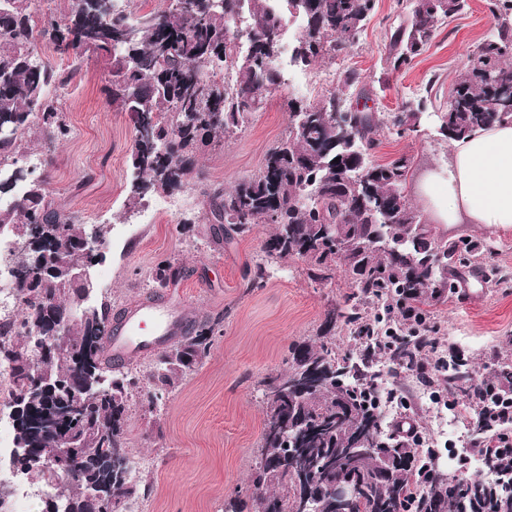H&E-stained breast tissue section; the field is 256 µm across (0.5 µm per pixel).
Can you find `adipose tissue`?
<instances>
[{"mask_svg":"<svg viewBox=\"0 0 512 512\" xmlns=\"http://www.w3.org/2000/svg\"><path fill=\"white\" fill-rule=\"evenodd\" d=\"M431 224L512 228V118L453 142L437 172L419 185Z\"/></svg>","mask_w":512,"mask_h":512,"instance_id":"1","label":"adipose tissue"}]
</instances>
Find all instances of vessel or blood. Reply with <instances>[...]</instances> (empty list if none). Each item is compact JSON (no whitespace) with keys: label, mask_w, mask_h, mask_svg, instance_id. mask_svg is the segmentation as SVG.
Returning a JSON list of instances; mask_svg holds the SVG:
<instances>
[{"label":"vessel or blood","mask_w":512,"mask_h":512,"mask_svg":"<svg viewBox=\"0 0 512 512\" xmlns=\"http://www.w3.org/2000/svg\"><path fill=\"white\" fill-rule=\"evenodd\" d=\"M192 324L185 306L170 295L145 300L115 321L107 340V355L115 364L127 363L138 355L164 347Z\"/></svg>","instance_id":"vessel-or-blood-1"}]
</instances>
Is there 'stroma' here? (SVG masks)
<instances>
[{
    "label": "stroma",
    "instance_id": "1",
    "mask_svg": "<svg viewBox=\"0 0 512 512\" xmlns=\"http://www.w3.org/2000/svg\"><path fill=\"white\" fill-rule=\"evenodd\" d=\"M409 5V0H374L355 43L336 57L294 69L290 85L270 94L263 110L224 146L202 153L204 181L149 193L137 205L129 202L134 124L112 106L103 60L85 58L63 93L71 137L51 151L49 198L65 215L108 227L106 258L91 270L92 300L115 309L136 302L152 292L155 266L168 259L182 268L178 289L193 316L224 317L223 334L204 364L160 412L145 413L137 404L129 411L127 438L141 480L140 512H223L225 497L244 486L256 462L265 419L258 381L286 368L290 346L315 337L327 310L347 291L339 277L310 280L298 257L271 264L264 286L247 289L244 274L261 257L269 225L231 241L213 234L208 190L229 189L259 173L266 152L287 131V101L315 104L333 94L345 106L388 116L427 98L412 131L382 126L373 151L379 163L411 157L407 198L423 209L417 187L451 147L438 132L436 115L447 111L450 88L495 19L487 0H467L410 65L396 70L387 60L390 36ZM349 70L357 75L351 85L344 81ZM186 219L190 232L178 233ZM450 233L482 241L488 247L486 264L504 274L499 283L483 284L472 276L475 264H458L460 291L432 309L439 350L461 355L485 377L496 354L512 356V229L459 224Z\"/></svg>",
    "mask_w": 512,
    "mask_h": 512
}]
</instances>
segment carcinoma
I'll use <instances>...</instances> for the list:
<instances>
[{
  "mask_svg": "<svg viewBox=\"0 0 512 512\" xmlns=\"http://www.w3.org/2000/svg\"><path fill=\"white\" fill-rule=\"evenodd\" d=\"M37 0H0V232L23 228L21 243H36L43 264L14 247L0 261L10 268L19 312L0 318V368L8 370L10 419L16 448L14 469L54 489L43 512H129L137 494L135 461L125 437L129 403L142 397L154 412L181 381L202 365L223 326L224 315L204 316L148 364L115 367L105 355L112 333L111 306L86 304L91 277L76 278L103 259L83 244L85 225L66 218L48 200V165L32 145L67 140L71 130L50 89L66 87L83 58L107 59L112 105L132 118L135 178L130 200L165 192L200 174L203 148L240 129L263 109L282 82L276 66L282 25L267 0H166L144 12L137 0L103 9L99 0H68L63 18L31 5ZM466 0H412L408 17L391 34L393 69L410 64L444 20ZM249 7L247 53L225 40L227 18ZM302 15L304 30L294 43L303 66L334 56L351 44L373 9V0H283ZM497 27L469 56L449 93L448 111L438 115L439 132L460 140L512 115V85L498 81L512 54V0H491ZM49 39L71 60L58 70L36 51ZM233 76L232 84L224 74ZM336 95L317 104L288 101V134L266 153L259 174L230 190L210 193L215 224L228 235L245 236L258 224L271 225L265 258L245 272L247 287L261 288L268 264L290 257L308 261L307 274L328 280L341 268L350 288L327 311L324 336L290 349L288 368L259 382L264 429L258 462L247 479L246 498L234 497L224 512H303L308 498L318 512H512V452L501 448L483 457L492 480L464 483L437 470L432 448L406 445L382 427L373 364L383 359L414 375L427 368L425 386L448 395L470 435L493 428L508 431L512 359L498 363L491 380H476L465 360L441 355L432 335V310L455 293L456 264L482 260L476 239L449 238L423 220L406 197L411 160H370L374 135L385 119L351 112L352 139L333 118ZM426 100L393 115L400 127L418 121ZM340 161H335V158ZM321 203L315 218L307 202ZM348 207L353 222L331 241L325 222ZM182 268L160 261L153 280L166 285ZM65 325L56 352L41 354L35 329ZM341 328L348 349L330 337ZM70 445L75 452L60 466L34 468L31 457L52 458ZM348 478L358 499L336 504L329 486Z\"/></svg>",
  "mask_w": 512,
  "mask_h": 512,
  "instance_id": "1",
  "label": "carcinoma"
}]
</instances>
